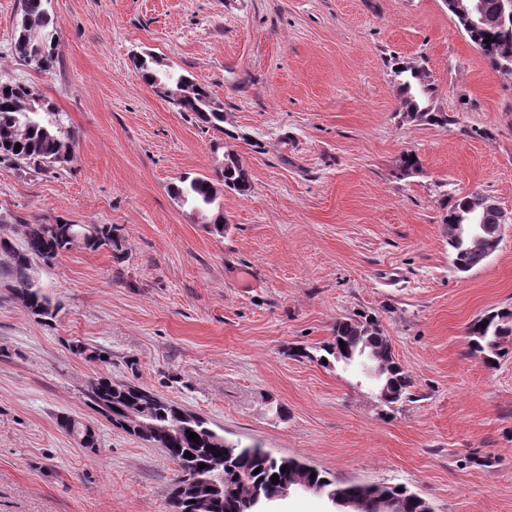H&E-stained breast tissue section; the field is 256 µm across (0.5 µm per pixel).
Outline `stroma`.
I'll list each match as a JSON object with an SVG mask.
<instances>
[{"mask_svg": "<svg viewBox=\"0 0 512 512\" xmlns=\"http://www.w3.org/2000/svg\"><path fill=\"white\" fill-rule=\"evenodd\" d=\"M56 69L12 52L0 78L53 101L78 145L62 171L0 162V237L63 220L120 227L126 257L75 248L33 269L49 322L0 274V512H169L164 449L88 405L107 376L339 481L401 484L434 512H512V340L497 366L469 325L512 311V223L458 272L442 219L480 192L512 213V77L493 72L442 0H50ZM208 86L224 129H201L140 79L134 54ZM424 67L432 111L403 117L394 74ZM251 191L198 214L169 191L226 151ZM420 172L403 176V154ZM222 218L223 233L211 225ZM375 315L413 380L385 405L357 367L308 358L341 317ZM90 424L97 448L59 425Z\"/></svg>", "mask_w": 512, "mask_h": 512, "instance_id": "stroma-1", "label": "stroma"}]
</instances>
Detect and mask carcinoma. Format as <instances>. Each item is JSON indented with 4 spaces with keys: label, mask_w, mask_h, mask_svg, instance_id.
<instances>
[{
    "label": "carcinoma",
    "mask_w": 512,
    "mask_h": 512,
    "mask_svg": "<svg viewBox=\"0 0 512 512\" xmlns=\"http://www.w3.org/2000/svg\"><path fill=\"white\" fill-rule=\"evenodd\" d=\"M486 22L484 27L468 30L461 19L458 26L486 60L491 70L503 76H512V40L504 41L499 34L501 0H481ZM48 0H21V19L14 35V55L23 62L37 57L34 66L42 71L55 67L53 45L58 34L57 22L47 9ZM141 80L155 85L156 78L166 80L168 88L180 94L179 110L188 112L202 127L224 132V110L215 102L204 85L190 76L172 69H165L153 56L141 57L134 62ZM400 78L399 89L405 105L404 117L412 121L446 126L453 123L448 114L433 112L423 100L432 90L429 74L425 69L404 66L394 70ZM10 92H5V89ZM78 145L76 133L66 125L65 117L56 105L46 98H34L31 88L21 82L0 79V162L37 170H62L70 162ZM232 191L245 193L250 189V179L242 159L231 154L223 168L214 176H190L185 174L170 187L171 193L183 204L198 211H205L218 198V185ZM471 195L454 199L443 219L444 232L448 240V251L454 267L468 272L482 264L487 248L481 240L458 242L454 235V224L465 214ZM481 223L487 235L498 232L499 208L490 205L481 215ZM82 248L97 250L103 246L112 251L118 260L124 259V239L114 224H70L56 221L52 224L24 225V244L18 248L7 238H0V252L11 258L4 270L11 281L12 295L33 316L53 319L59 307L33 275V262L46 265L60 255L76 247L74 237L81 231ZM469 345L473 356L491 365L504 358V339L512 336V312L490 313L476 319L468 329ZM345 346H340V342ZM322 354L301 356L319 363L329 358H340V362L351 361L355 356H367L381 370L379 392L383 402L392 406L412 396L413 381L404 372L392 353L390 343L380 329L379 321L370 314L360 313L356 317L336 320L332 341L319 347ZM86 397L93 409L106 405L111 408L108 420L112 425L165 449L177 464L178 476L168 490L170 512H239V505L251 501L256 494L276 496L284 483L308 482L333 490L342 495L358 497V512H392L391 503H400L401 512H433L430 504L397 484L362 485L352 481H338L329 473L322 472L293 457H277L259 445L232 444L216 432L210 422L189 413L170 401L108 377L93 381ZM138 412L143 415L145 426L127 425V415ZM195 432L199 440L189 439ZM192 457H185V453ZM204 468H199V465ZM259 473H254V470ZM250 473V479L240 481L237 474ZM279 482H271L273 475ZM194 483L185 486L184 476Z\"/></svg>",
    "instance_id": "cac0c4a2"
}]
</instances>
